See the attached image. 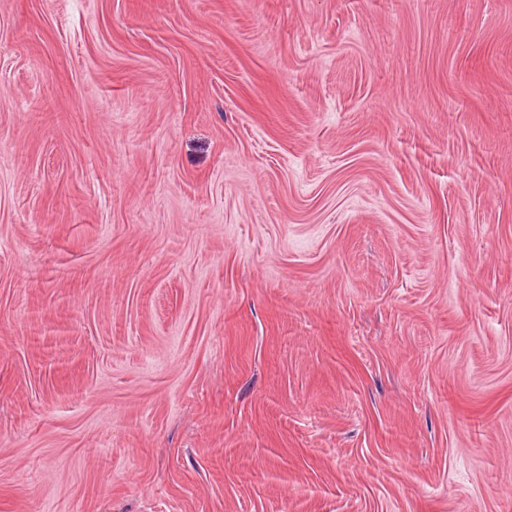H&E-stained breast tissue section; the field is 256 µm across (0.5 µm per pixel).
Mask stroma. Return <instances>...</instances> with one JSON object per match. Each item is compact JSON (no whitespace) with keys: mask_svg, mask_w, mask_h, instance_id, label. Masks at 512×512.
<instances>
[{"mask_svg":"<svg viewBox=\"0 0 512 512\" xmlns=\"http://www.w3.org/2000/svg\"><path fill=\"white\" fill-rule=\"evenodd\" d=\"M0 512H512V0H0Z\"/></svg>","mask_w":512,"mask_h":512,"instance_id":"1","label":"stroma"}]
</instances>
